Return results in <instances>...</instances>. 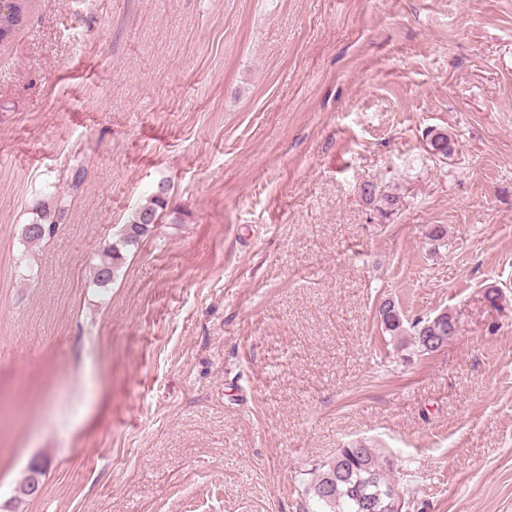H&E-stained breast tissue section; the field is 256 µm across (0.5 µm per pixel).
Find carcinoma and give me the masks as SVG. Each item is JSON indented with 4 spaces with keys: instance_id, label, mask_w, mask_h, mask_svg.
Wrapping results in <instances>:
<instances>
[{
    "instance_id": "cac0c4a2",
    "label": "carcinoma",
    "mask_w": 512,
    "mask_h": 512,
    "mask_svg": "<svg viewBox=\"0 0 512 512\" xmlns=\"http://www.w3.org/2000/svg\"><path fill=\"white\" fill-rule=\"evenodd\" d=\"M32 0H13L8 12H0V44L8 42L28 13ZM430 152L438 158H446L452 152L448 132L430 130L427 135ZM170 184L163 180L155 188L153 195L131 214L128 221L117 231L118 245L107 250L95 267L94 281L100 287L112 283L123 260L121 250L135 247L154 224L162 217L168 202ZM36 218L23 226V236L31 245L41 244L54 235L58 221L43 204L35 206ZM379 317L385 331L394 336L403 332V314L392 302H385ZM455 324L449 313L440 318L416 319L410 323L415 342L423 352L431 351L429 342L440 337L448 340V328ZM393 461L377 449L362 441L338 450L327 468L320 471L312 480L308 494L312 501V512H365V501L383 491H395L391 480ZM44 476V464L31 465L17 488L18 498L27 499L34 494V487L40 486Z\"/></svg>"
}]
</instances>
